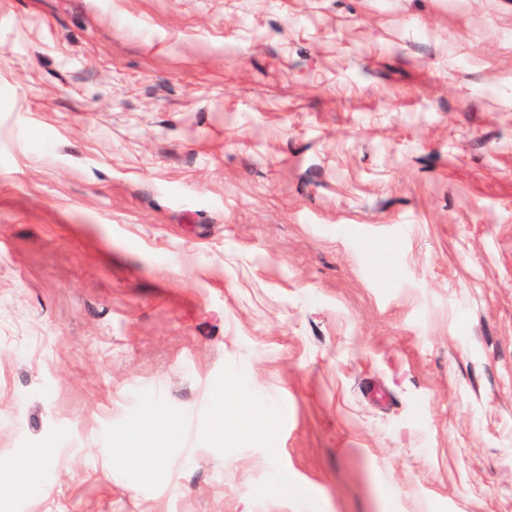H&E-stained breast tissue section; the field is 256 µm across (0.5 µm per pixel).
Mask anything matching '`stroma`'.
I'll use <instances>...</instances> for the list:
<instances>
[{
  "label": "stroma",
  "mask_w": 512,
  "mask_h": 512,
  "mask_svg": "<svg viewBox=\"0 0 512 512\" xmlns=\"http://www.w3.org/2000/svg\"><path fill=\"white\" fill-rule=\"evenodd\" d=\"M46 451L0 512H512V0H0V474ZM260 411L253 397L245 392H238L235 403L227 405L217 403L213 413L215 429L224 433L223 421H232L233 428L229 433L239 443L256 442L262 437V432L256 423ZM22 470L18 469L1 481H6L18 492H27L37 487L45 472L49 469L51 458L45 455L31 460Z\"/></svg>",
  "instance_id": "35a3bbf8"
}]
</instances>
